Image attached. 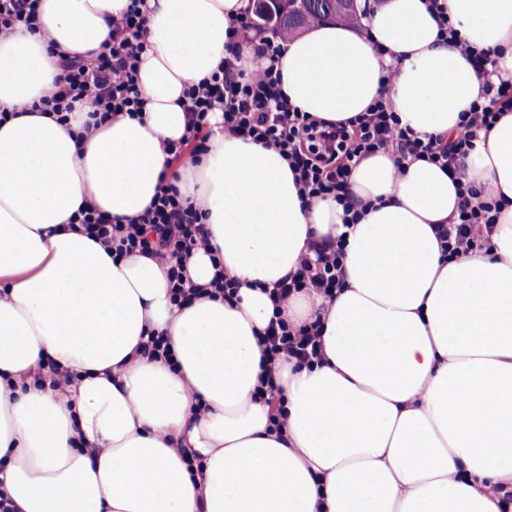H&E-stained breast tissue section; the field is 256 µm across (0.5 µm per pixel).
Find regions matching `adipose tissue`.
<instances>
[{
	"mask_svg": "<svg viewBox=\"0 0 512 512\" xmlns=\"http://www.w3.org/2000/svg\"><path fill=\"white\" fill-rule=\"evenodd\" d=\"M141 117L84 133L33 112L0 124V485L17 512H503L512 494V110L478 131L470 181L500 207L490 241L455 260L434 225L455 185L423 160L395 173L364 158L351 189L368 210L345 228L330 199L299 198L287 162L233 136L209 112L208 150L178 167L184 204L209 250L185 263L208 286L214 262L241 283L234 300L172 302L165 265L113 258L73 216L151 203L179 140L188 85L224 57L247 0H145ZM128 0H40L41 29L0 31V109L54 94L58 51L92 58ZM462 39L500 48L512 79V0H444ZM402 126L448 135L484 80L438 37L423 0H381L365 28L322 23L293 38L279 66L300 111L341 121L377 99L382 66ZM345 235L332 305L296 295L288 322L322 324L324 359L278 371L285 411L272 424L254 395L263 373L267 291L295 270L309 238ZM168 336L174 362L139 352ZM70 374L50 388L53 371Z\"/></svg>",
	"mask_w": 512,
	"mask_h": 512,
	"instance_id": "obj_1",
	"label": "adipose tissue"
}]
</instances>
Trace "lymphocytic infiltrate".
Segmentation results:
<instances>
[{
  "label": "lymphocytic infiltrate",
  "instance_id": "1",
  "mask_svg": "<svg viewBox=\"0 0 512 512\" xmlns=\"http://www.w3.org/2000/svg\"><path fill=\"white\" fill-rule=\"evenodd\" d=\"M142 0H129L126 10L109 18V36L95 59L60 55L58 89L42 99L39 109L68 120L80 101L94 104L95 112H117L136 117L145 101L138 85L140 55L147 49V18ZM287 36L267 32L250 10L231 18L224 59L209 77L190 85L180 106L186 112V132L179 141L161 140L164 154L182 159L204 152L208 133L205 119L215 107L224 110V126L234 136L276 150L294 175L302 201L332 199L343 209L344 225L360 219L359 204L351 190V175L360 161L377 152L394 154L397 161L425 160L447 170L461 197L457 213L438 225L436 235L444 254L456 257L482 249L497 222L492 204L477 201L468 179L466 159L474 147L477 129L491 127L502 108L512 107V82L493 83L496 61L491 50L461 43L462 55L486 80L484 102L473 103L457 126L454 139L417 136L400 124L389 97L374 100L355 117L327 123L300 111L282 89L280 57ZM249 45V67L240 64V49ZM85 230L111 248L114 255L151 254L167 266L172 298L190 299L184 263L194 250L208 249L211 232L201 224L197 210L180 198L172 178L163 177L149 207L124 219L111 218L96 208L81 210L76 218ZM345 236L310 240L294 271L269 292L275 314L262 333L260 344L268 365L296 361L311 365L321 360L322 336L318 323L288 324L281 309L298 293L310 289L335 301L343 288Z\"/></svg>",
  "mask_w": 512,
  "mask_h": 512
}]
</instances>
